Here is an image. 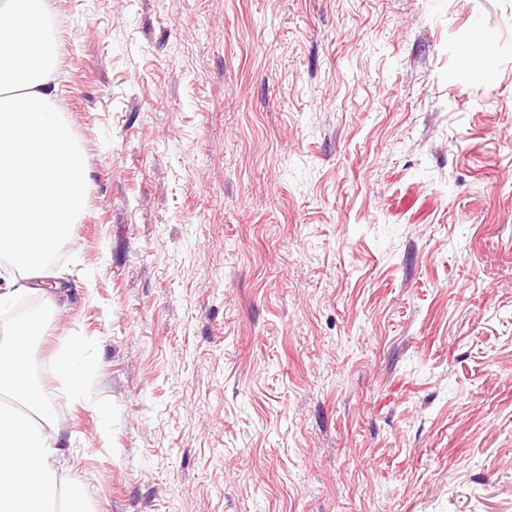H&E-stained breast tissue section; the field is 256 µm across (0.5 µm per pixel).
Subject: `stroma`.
<instances>
[{
    "instance_id": "obj_1",
    "label": "stroma",
    "mask_w": 512,
    "mask_h": 512,
    "mask_svg": "<svg viewBox=\"0 0 512 512\" xmlns=\"http://www.w3.org/2000/svg\"><path fill=\"white\" fill-rule=\"evenodd\" d=\"M47 2L90 512H512V0Z\"/></svg>"
}]
</instances>
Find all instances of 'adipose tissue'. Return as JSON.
<instances>
[{"mask_svg": "<svg viewBox=\"0 0 512 512\" xmlns=\"http://www.w3.org/2000/svg\"><path fill=\"white\" fill-rule=\"evenodd\" d=\"M46 24V0H0V254L30 278L42 276L87 207V166L54 105L57 42ZM43 333V321L26 316L0 343V394L25 404L0 403V512H55L63 495L73 506L85 500L82 482L59 485L65 449L42 431L49 401L25 364Z\"/></svg>", "mask_w": 512, "mask_h": 512, "instance_id": "adipose-tissue-1", "label": "adipose tissue"}]
</instances>
